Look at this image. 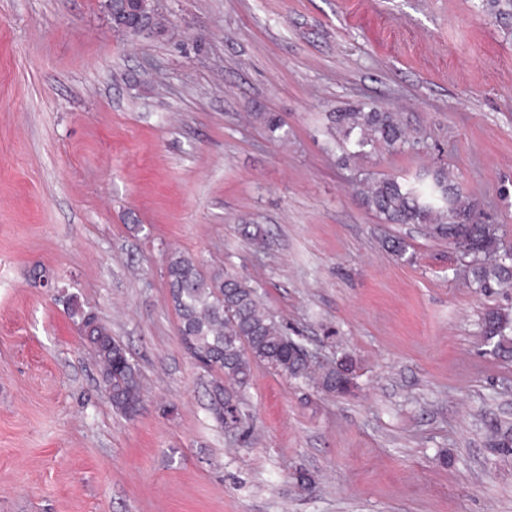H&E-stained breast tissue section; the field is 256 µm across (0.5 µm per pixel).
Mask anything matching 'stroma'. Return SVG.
Returning a JSON list of instances; mask_svg holds the SVG:
<instances>
[{
  "mask_svg": "<svg viewBox=\"0 0 512 512\" xmlns=\"http://www.w3.org/2000/svg\"><path fill=\"white\" fill-rule=\"evenodd\" d=\"M162 5L166 33L132 45L100 0H0V512H512V459L488 444L512 426V356L481 326L512 286L476 292L453 245L358 190L449 168L512 243V30L477 0ZM363 102L417 149L343 162L327 115ZM175 252L256 286L319 361L352 359L356 389L254 366L252 436H225L216 375L178 336ZM70 297L140 367L136 416Z\"/></svg>",
  "mask_w": 512,
  "mask_h": 512,
  "instance_id": "obj_1",
  "label": "stroma"
}]
</instances>
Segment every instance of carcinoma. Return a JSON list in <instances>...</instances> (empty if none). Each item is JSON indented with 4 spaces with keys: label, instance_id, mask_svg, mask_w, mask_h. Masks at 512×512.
I'll use <instances>...</instances> for the list:
<instances>
[{
    "label": "carcinoma",
    "instance_id": "obj_1",
    "mask_svg": "<svg viewBox=\"0 0 512 512\" xmlns=\"http://www.w3.org/2000/svg\"><path fill=\"white\" fill-rule=\"evenodd\" d=\"M479 7L497 22H512V0H479ZM255 118L273 138L283 127L281 119L271 112H257ZM328 120L329 133L346 161L366 154L368 147L401 150L414 144L402 114L387 108L353 106L329 113ZM360 183L364 204L383 223L422 224L430 236L457 246L461 256L470 259L468 280L475 290L490 294L493 288L512 282V263L487 261L503 248L498 226L475 219V202L462 195L448 169L428 170L411 180L368 175ZM238 231L252 245L265 247V231L260 225L240 224ZM166 277L185 349L204 370L224 375V383L215 384L210 391V411L217 421L224 422V384H229L241 437H248L250 426L241 410L238 390L249 382L255 363L295 380L310 381L329 395L348 394L356 386L350 359L312 368L295 340L264 307L257 288L244 278L220 268L205 272L197 259L181 253L170 256ZM70 307L79 323L91 326L89 343L101 366L112 407L133 416L144 396L139 368L95 315L73 301ZM482 327L493 353H512L511 315L490 308ZM489 444L500 456L511 457L512 429H492Z\"/></svg>",
    "mask_w": 512,
    "mask_h": 512
}]
</instances>
